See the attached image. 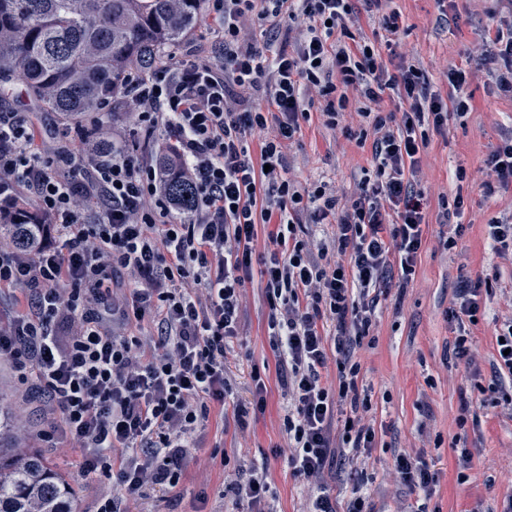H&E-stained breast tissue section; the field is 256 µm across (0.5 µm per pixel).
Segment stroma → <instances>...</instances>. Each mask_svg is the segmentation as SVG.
I'll use <instances>...</instances> for the list:
<instances>
[{"label": "stroma", "mask_w": 512, "mask_h": 512, "mask_svg": "<svg viewBox=\"0 0 512 512\" xmlns=\"http://www.w3.org/2000/svg\"><path fill=\"white\" fill-rule=\"evenodd\" d=\"M505 0H455L458 20L442 29L436 24V0H405V32L399 49L420 55L431 83L444 86L442 64H469L473 77L467 114L451 116L446 137L432 140L422 159L421 184L431 194L462 193L467 207L462 217L466 231L454 250L445 249L442 226L430 224L426 246L406 287L392 286L381 297L373 345L362 346L358 358L363 383L372 391L373 408L367 419L376 431L377 446L360 472L349 467L333 469L327 482L339 503H346L355 486L370 494L372 512H504L512 499V419L501 406L485 402L476 407L478 427H458L462 398L472 395V373L490 377L498 321L512 315V296L497 294L488 302L484 317L467 325L471 364H459L448 347L453 332L446 317L454 301L459 274L500 273L512 277V266L492 253L488 220L512 203V191L484 199L480 184L486 178V159L502 130L512 127V101L499 98L478 59L476 47L487 35L491 11H506ZM15 112L32 123L40 134L43 155H52L74 130L58 115L29 98L22 83L0 96V113ZM113 133L125 137L140 153L152 156L166 150L163 130L152 136L133 134L132 123L121 105L106 118ZM292 176L302 184L324 178L349 188L354 168L368 166L369 148L336 135L318 121L304 125L287 151ZM469 180L457 184L456 168ZM230 371L235 379V402L251 398L253 368H260L267 386L263 411L250 413L239 425L233 413L212 408L198 428V445L179 487L157 490L129 503L130 512H249L247 503L223 495L224 480L236 468L266 464L276 512H305L310 485L294 476L284 458L274 450L283 445L282 418L288 406L276 379V356L268 338V308L260 281L247 283L242 305L241 334L234 343ZM23 387L8 366H0V393L24 421L28 447L37 449L57 468L74 491L75 512H95L99 500L112 489L110 479L83 477L79 472L82 451L66 442L48 445L40 433L53 416L41 402L22 399ZM469 449L474 467L460 469L461 449ZM418 455L438 475L431 494L410 491L394 470L398 452Z\"/></svg>", "instance_id": "1"}]
</instances>
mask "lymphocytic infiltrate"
<instances>
[{
    "instance_id": "f902f5d3",
    "label": "lymphocytic infiltrate",
    "mask_w": 512,
    "mask_h": 512,
    "mask_svg": "<svg viewBox=\"0 0 512 512\" xmlns=\"http://www.w3.org/2000/svg\"><path fill=\"white\" fill-rule=\"evenodd\" d=\"M206 4L221 63L172 56L148 73L132 68L123 95L138 131L167 133L195 190L189 220L176 219L155 162L124 147L91 150L101 124L77 126L46 158L31 124L0 113V213H13L20 189L32 191L47 219L43 235L57 240L0 249V286L26 300L0 322V364L57 415L46 441H76L83 476L114 475L120 492L97 512H122L121 498L180 484L198 426L232 393L242 288L260 276L288 398L282 453L316 488L309 512H368L361 494L339 509L326 476L337 458L360 459L376 444L356 351L376 325L381 295L415 273L427 223L422 155L447 135L451 113L468 110L472 73L447 67V93L434 90L422 58L398 50L400 0ZM494 23L496 51L484 64L498 96L512 101V11ZM251 24L293 41L264 53L246 34ZM315 114L371 148L351 191L328 181L308 189L290 176L286 149ZM486 165L485 196L512 190V132ZM79 194L95 200V222L77 207ZM304 215L326 232L312 237ZM119 270L138 285L117 299ZM499 286L495 276H459L448 310L455 359H468L465 325L477 323ZM146 322L154 332L142 333ZM497 335L491 380L473 388L512 414V318ZM224 491L250 512H273L266 467L238 471Z\"/></svg>"
}]
</instances>
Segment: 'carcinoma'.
Masks as SVG:
<instances>
[{"instance_id":"1","label":"carcinoma","mask_w":512,"mask_h":512,"mask_svg":"<svg viewBox=\"0 0 512 512\" xmlns=\"http://www.w3.org/2000/svg\"><path fill=\"white\" fill-rule=\"evenodd\" d=\"M203 0H0V95L15 78L66 122L109 111L127 68L148 66L202 22ZM164 190L194 207L176 158L161 154ZM44 218L1 224L16 244L38 242ZM22 422L0 398V512H72L73 488L21 442Z\"/></svg>"}]
</instances>
